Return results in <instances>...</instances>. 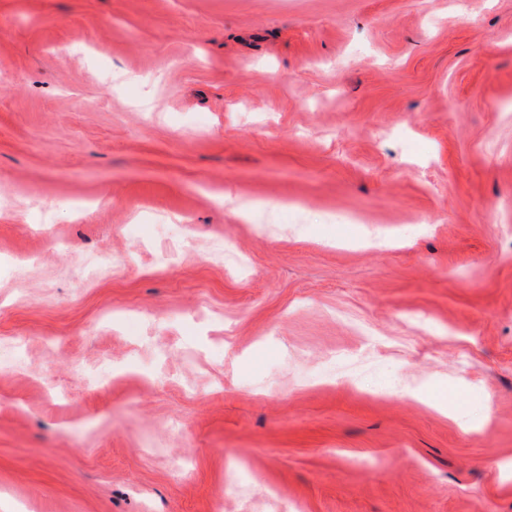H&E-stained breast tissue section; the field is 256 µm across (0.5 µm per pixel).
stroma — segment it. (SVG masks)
<instances>
[{
    "instance_id": "1",
    "label": "stroma",
    "mask_w": 512,
    "mask_h": 512,
    "mask_svg": "<svg viewBox=\"0 0 512 512\" xmlns=\"http://www.w3.org/2000/svg\"><path fill=\"white\" fill-rule=\"evenodd\" d=\"M510 463L512 0H0V512Z\"/></svg>"
}]
</instances>
